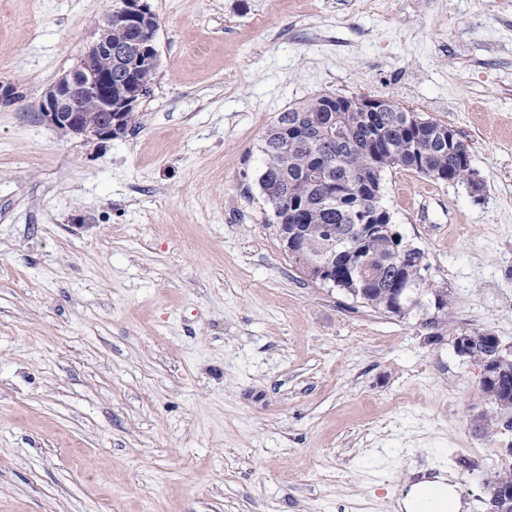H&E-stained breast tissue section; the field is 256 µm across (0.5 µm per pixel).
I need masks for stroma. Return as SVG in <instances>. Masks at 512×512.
Segmentation results:
<instances>
[{
  "mask_svg": "<svg viewBox=\"0 0 512 512\" xmlns=\"http://www.w3.org/2000/svg\"><path fill=\"white\" fill-rule=\"evenodd\" d=\"M147 0L159 67L106 141L40 117L112 0H0V512H399L446 473L461 512L512 466L482 364L512 346V0ZM382 98L482 181L390 169L382 206L452 332L289 261L258 184L279 112ZM439 307L437 315L434 319L430 320L426 326L422 325L423 330L426 331L425 338L428 342H436L443 335V330L448 324V313L450 309V299L445 296L438 297ZM471 334H464L461 336H455L454 338V346L458 353L462 355L471 356V351L478 348V344L480 343V337L483 341L480 343V350L484 352L491 351L496 344V336L491 335L490 333L484 332L481 333L479 331H474Z\"/></svg>",
  "mask_w": 512,
  "mask_h": 512,
  "instance_id": "obj_1",
  "label": "stroma"
}]
</instances>
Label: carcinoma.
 Returning a JSON list of instances; mask_svg holds the SVG:
<instances>
[{
    "label": "carcinoma",
    "mask_w": 512,
    "mask_h": 512,
    "mask_svg": "<svg viewBox=\"0 0 512 512\" xmlns=\"http://www.w3.org/2000/svg\"><path fill=\"white\" fill-rule=\"evenodd\" d=\"M156 14L140 16L126 29L128 39L155 26ZM156 59L152 49L140 56V63H112V91L115 95L134 92L140 81L153 73ZM341 116L347 141L336 142V116ZM273 136L264 140L259 185L270 208V223L276 226L282 243L293 240L299 254L288 258H317L326 252L325 230L343 235L356 224V211L373 192L380 191L382 173L389 168L413 171L432 178L441 173L458 181L469 180V168L459 162L462 141L448 140V127L434 119H422L414 130L405 127L402 107L390 103L385 112L336 113V97L321 95L279 113L271 126ZM415 255L402 242L388 235L361 238L358 253L350 257L335 250L336 280L344 282L348 265L365 268L360 286L346 292L354 299L395 316L393 293L407 277L415 275ZM436 289H422L423 299L432 300ZM437 315L423 330L426 340L436 342L448 324L450 299L438 297ZM497 410L512 403V374L482 389Z\"/></svg>",
    "instance_id": "obj_1"
}]
</instances>
